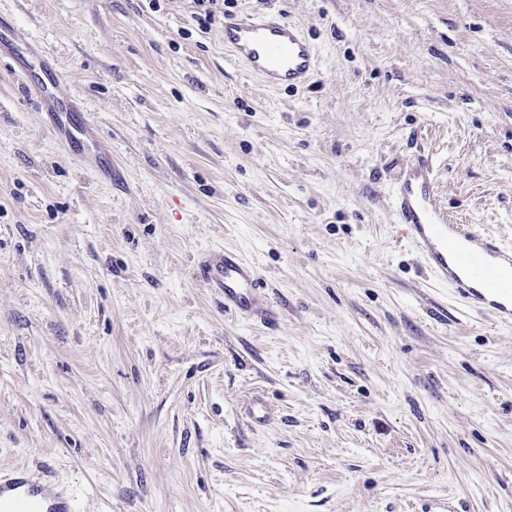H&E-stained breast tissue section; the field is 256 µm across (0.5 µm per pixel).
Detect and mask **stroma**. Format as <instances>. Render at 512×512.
<instances>
[{
	"mask_svg": "<svg viewBox=\"0 0 512 512\" xmlns=\"http://www.w3.org/2000/svg\"><path fill=\"white\" fill-rule=\"evenodd\" d=\"M259 8L313 44L306 85L235 65L194 0H0L117 170L0 55V477L75 512H512V326L433 280L394 205L423 154L449 219L512 244V0L228 13ZM211 249L267 316L225 312ZM36 95L50 113L52 132L61 144L71 147L77 142H82L89 154L95 157L106 155L94 128L87 123L75 124L72 121L71 115L78 109V102L75 99L60 95L57 86L49 89L40 85L36 89ZM201 277L207 286L224 297V310L236 314L258 312L264 305L257 292L260 287L254 270L236 254L213 251L198 262Z\"/></svg>",
	"mask_w": 512,
	"mask_h": 512,
	"instance_id": "obj_1",
	"label": "stroma"
}]
</instances>
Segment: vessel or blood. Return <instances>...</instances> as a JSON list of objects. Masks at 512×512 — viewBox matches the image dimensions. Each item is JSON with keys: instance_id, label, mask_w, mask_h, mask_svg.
<instances>
[{"instance_id": "obj_1", "label": "vessel or blood", "mask_w": 512, "mask_h": 512, "mask_svg": "<svg viewBox=\"0 0 512 512\" xmlns=\"http://www.w3.org/2000/svg\"><path fill=\"white\" fill-rule=\"evenodd\" d=\"M224 50L245 64L270 87H299L317 68L312 43L281 14L254 10L224 19ZM36 95L51 117L55 138L64 145L84 143L88 153L104 149L93 127L71 119L76 100L57 89L39 86ZM431 162L421 159L405 171L395 196V211L423 264L465 306L490 314L503 325L512 323V247L470 224H453L436 201ZM205 285L224 298L225 311H259L264 299L250 265L236 254L213 251L198 262ZM73 503L50 486L19 472L0 480V512H72Z\"/></svg>"}]
</instances>
